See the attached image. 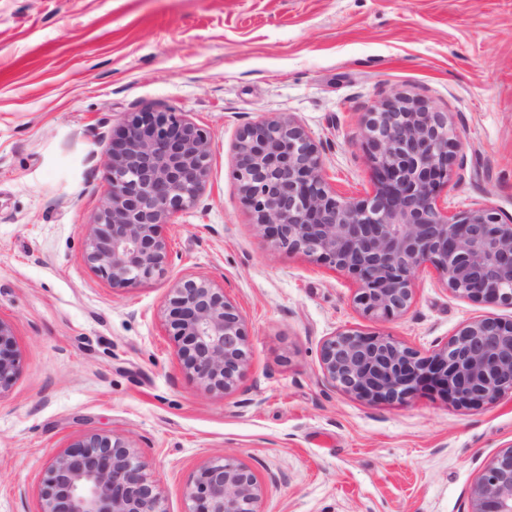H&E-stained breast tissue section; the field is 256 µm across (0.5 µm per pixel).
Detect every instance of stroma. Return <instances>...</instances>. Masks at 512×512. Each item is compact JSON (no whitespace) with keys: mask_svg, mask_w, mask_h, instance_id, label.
Instances as JSON below:
<instances>
[{"mask_svg":"<svg viewBox=\"0 0 512 512\" xmlns=\"http://www.w3.org/2000/svg\"><path fill=\"white\" fill-rule=\"evenodd\" d=\"M398 92L459 130L450 209L512 216V0H0V322L17 362L0 390V512H39L48 462L92 432L136 448L164 512H184L187 484L223 455L262 483L259 512H469L512 443V396L466 409L424 387L368 402L327 384L320 346L351 329L428 353L512 309L456 298L425 268L405 315L365 316L348 274L264 241L234 177L240 131L286 115L336 191L365 198L362 120ZM145 111L202 129L210 171L163 228L167 275L117 287L86 263V231L112 139ZM187 275L223 285L245 319L235 392L182 367L166 317Z\"/></svg>","mask_w":512,"mask_h":512,"instance_id":"1","label":"stroma"}]
</instances>
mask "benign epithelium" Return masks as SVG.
<instances>
[{"label":"benign epithelium","mask_w":512,"mask_h":512,"mask_svg":"<svg viewBox=\"0 0 512 512\" xmlns=\"http://www.w3.org/2000/svg\"><path fill=\"white\" fill-rule=\"evenodd\" d=\"M361 138L377 182L360 200L329 183L307 130L264 117L235 144V177L271 246L346 272L354 302L378 320L403 315L418 269L430 265L455 297L512 308V217L486 208L448 211L438 191L457 165L459 132L416 95L397 93L366 113ZM212 147L174 112H142L112 139L110 189L87 225L85 259L114 286L164 276L171 247L161 228L195 206ZM169 325L184 370L208 392L230 393L249 370L245 320L224 288L184 276L169 288ZM328 384L370 402H404L424 384L459 407L492 406L512 394V318L480 316L429 354L388 334L345 330L326 338ZM12 334L0 321V389L16 374ZM263 487L247 464L222 456L186 486L185 512H259ZM470 512H512V443L471 488ZM39 512H165L135 448L85 435L52 459Z\"/></svg>","instance_id":"benign-epithelium-1"}]
</instances>
